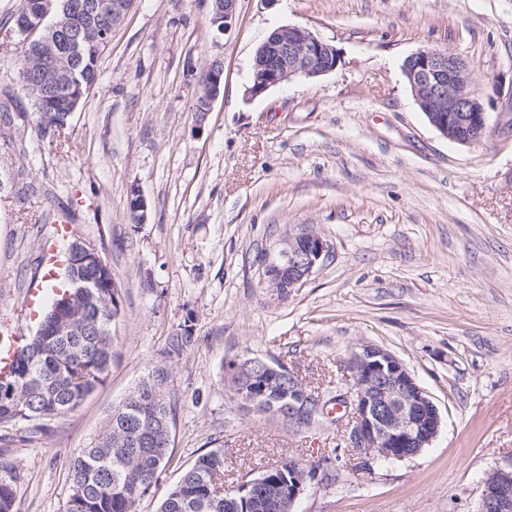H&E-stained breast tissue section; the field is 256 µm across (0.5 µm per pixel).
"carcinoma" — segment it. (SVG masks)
<instances>
[{
	"mask_svg": "<svg viewBox=\"0 0 512 512\" xmlns=\"http://www.w3.org/2000/svg\"><path fill=\"white\" fill-rule=\"evenodd\" d=\"M23 67L31 74L38 94L17 96L3 90L5 99L22 116L37 117L40 132L52 125L40 95L63 96L68 79L43 80L41 62L31 55L35 38L30 32H16ZM104 45H88L85 56L72 66L74 82L89 94L98 80L97 60ZM81 276L100 285L98 295L108 308V319H99L93 309H78L68 325L53 330L55 312L63 296H54L51 310L41 319L35 336L22 348L11 375L0 379V427L61 417L75 410L104 383L112 363V324L121 310L120 291L112 269L89 262L80 267ZM196 341L192 326L185 324L168 338L162 359L135 385L130 394L107 414L101 432L86 447L78 449L68 464L71 492L65 512H138L170 461L175 426V399L171 395V366ZM262 360L235 377L236 394L230 399L242 408L257 401L265 406L280 397L286 379L266 378ZM224 449L210 448L199 454L181 474L162 500L157 512H280V498L288 496V484L278 493L257 494L246 500L238 491L224 492ZM12 468L0 464V512H16Z\"/></svg>",
	"mask_w": 512,
	"mask_h": 512,
	"instance_id": "obj_1",
	"label": "carcinoma"
}]
</instances>
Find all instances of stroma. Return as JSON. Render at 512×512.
Segmentation results:
<instances>
[{"label":"stroma","mask_w":512,"mask_h":512,"mask_svg":"<svg viewBox=\"0 0 512 512\" xmlns=\"http://www.w3.org/2000/svg\"><path fill=\"white\" fill-rule=\"evenodd\" d=\"M0 0V88L18 89L14 17ZM211 0H135L97 62L98 81L61 136L33 117L0 123V322L41 282L54 225L93 244L122 290L105 382L73 412L10 429L17 512H65L68 461L191 321L173 366L172 457L138 512H156L182 471L224 447V483L292 458L316 477L294 512H477L483 482L512 467V0H238L228 32ZM337 50L326 75L249 100L253 56L275 29ZM461 56L489 116L480 143L444 139L413 99L404 60ZM221 59L210 112L197 77ZM148 204L128 221V198ZM311 224L333 257L287 299L258 258ZM400 358L442 427L403 461L358 465L346 424L296 431L238 408L225 367L274 358L323 399L363 343Z\"/></svg>","instance_id":"obj_1"}]
</instances>
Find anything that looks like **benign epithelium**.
I'll use <instances>...</instances> for the list:
<instances>
[{
    "label": "benign epithelium",
    "mask_w": 512,
    "mask_h": 512,
    "mask_svg": "<svg viewBox=\"0 0 512 512\" xmlns=\"http://www.w3.org/2000/svg\"><path fill=\"white\" fill-rule=\"evenodd\" d=\"M238 0H213L210 24L219 31L232 28ZM132 0H89L78 3V25L83 30L106 31L105 21L117 22ZM68 0H36L39 24L34 32L43 59L55 67L67 58L82 57L84 42L79 34L62 33L58 12H69ZM336 49L299 26L274 30L256 49L245 96L252 100L295 77L316 78L336 69ZM221 61L208 70L204 88L208 102L220 94L223 78ZM403 75L414 100L430 125L445 139L461 144L480 143L489 135L488 113L470 90L471 74L465 61L435 48L419 50L405 59ZM328 240L312 225L297 232L288 231L260 257L262 280L280 299L290 296L331 256ZM97 284L87 278L70 279L65 301L73 307H89L98 302ZM351 382L344 403L351 409L349 422L351 447L360 464L375 460L402 461L429 447L438 435L442 417L431 396L415 380L406 365L393 353L363 343L347 361ZM269 373L288 377V390L282 393L284 408L260 411L274 416L283 410L295 419H305L325 411L320 396L310 392L287 366L269 368ZM309 469L301 462L288 464V501L282 512H292L295 502L307 489ZM478 512H512V469H497L484 481Z\"/></svg>",
    "instance_id": "1"
}]
</instances>
